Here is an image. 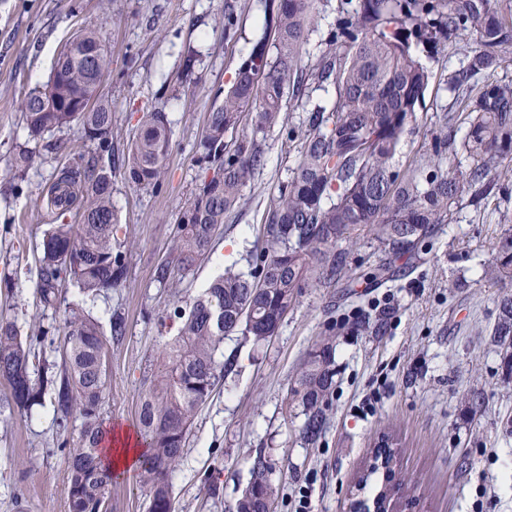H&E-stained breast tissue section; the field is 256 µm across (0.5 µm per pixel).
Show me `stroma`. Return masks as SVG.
Here are the masks:
<instances>
[{
    "label": "stroma",
    "mask_w": 512,
    "mask_h": 512,
    "mask_svg": "<svg viewBox=\"0 0 512 512\" xmlns=\"http://www.w3.org/2000/svg\"><path fill=\"white\" fill-rule=\"evenodd\" d=\"M266 0H0V315L31 342L35 366L62 365L66 309L79 307L109 332L122 314L121 339L106 352L104 423L136 432L141 397L162 365L164 337L175 334L178 302L190 300L220 265L246 272L268 210L291 180L299 141L268 133L265 165L228 216L208 259L165 284L157 268L172 260L180 210L211 172L198 142L208 113L222 102L239 62L264 34ZM337 0H319L303 51L311 65L326 51ZM236 33L224 35V10ZM106 32L112 65L101 90L112 101L114 156L124 153L144 113L170 121L165 174L159 186L133 187L112 167L116 247L126 276L116 288L88 296L63 288L55 307L39 303L40 244L47 228L40 200L58 168L74 154L95 153L77 126L47 133L66 149L50 155L34 145L23 174L11 169L27 143L25 93L44 84L62 44L76 31ZM195 51L192 75L183 63ZM464 44L439 46L421 60L432 74L417 121L393 159L404 170L431 154L433 138L454 94L448 78ZM504 190L463 195L452 222L434 225L421 252L398 261L393 277L363 275L383 247L370 231L348 243L351 285L303 288L272 339L233 334L224 353L234 359L198 410L184 455L170 475L175 512H227L248 484L252 461L265 455L279 491L275 512H352L382 481L372 473L374 446L391 436L396 477L415 504L411 512H512V376L508 351L492 330L504 290L485 276L505 232L512 230V172ZM384 315L379 332L355 328L359 317ZM335 348V391L327 429L316 445L300 440L301 423L288 390L308 352L324 339ZM71 434L59 426L50 396L26 411L0 414V512H68L67 452ZM307 510H300V498Z\"/></svg>",
    "instance_id": "1"
}]
</instances>
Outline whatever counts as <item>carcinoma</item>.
<instances>
[{"label":"carcinoma","mask_w":512,"mask_h":512,"mask_svg":"<svg viewBox=\"0 0 512 512\" xmlns=\"http://www.w3.org/2000/svg\"><path fill=\"white\" fill-rule=\"evenodd\" d=\"M316 0H270L266 28L270 38L256 44L243 59L224 101L207 115L199 144L200 160L213 170L199 192L183 208L174 236L175 264L157 269L168 282L185 275L210 254L224 220L235 210L242 192L263 166L268 132L284 126L286 94L298 96L304 83L332 82L336 99L308 118L300 156L291 181L280 190L263 227L256 262L248 273L228 268L192 300L174 309L178 327L162 344L163 368L141 399L137 422L148 447L141 483L149 488L146 512H174L169 482L184 453L197 410L211 397L218 371L226 368L218 354L224 337L237 332L256 342L278 334L310 277L334 287L345 277L348 256L338 243L364 227L375 231L388 257L368 272V280L385 279L392 263L418 254L431 226L452 218L463 194L488 192L489 174L512 163V83L491 76L502 66V50L512 47V8L504 0H340L336 8L335 48L309 70L302 69L303 47L315 21ZM82 50L94 52L90 65L60 52L55 62L59 82L30 89L22 110L28 139L71 124L98 144L100 154L73 158L62 166L42 198L61 217L75 209L78 224H51L44 232L39 258V302L56 304L61 283L96 295L120 284L126 266L114 247L118 220L112 208V102L101 95L112 56L105 33L83 29L74 34ZM468 41L466 64L451 80L457 92L455 115L435 152L466 153L472 164L443 172L429 162L398 170L391 160L415 120L430 82V72L417 48H436ZM480 75L481 86L470 84ZM60 109L43 111L47 96ZM91 103L89 110L82 102ZM249 133L235 137L240 126ZM465 129L457 137L459 129ZM169 120L164 112L147 113L128 143L125 176L136 187L156 186L164 173L169 148ZM34 152L19 148L11 161L16 173L27 170ZM486 275L512 281V233L505 235ZM65 340L60 374L30 377L31 347L11 320L0 317V380L7 384V405L34 404L52 388L59 425L68 428L78 416V447L68 451L70 512H104L112 474L101 467L105 434L101 406L107 389L105 347L99 325L90 315L69 310L63 318ZM495 341L512 345V293L499 303L493 328ZM333 345L315 348L299 368L289 389L291 403L303 416L298 434L315 444L327 425L334 386ZM385 457L384 479L374 494L376 512H406L391 464ZM266 458L252 463L248 487L229 512H267L278 496L268 478Z\"/></svg>","instance_id":"carcinoma-1"}]
</instances>
